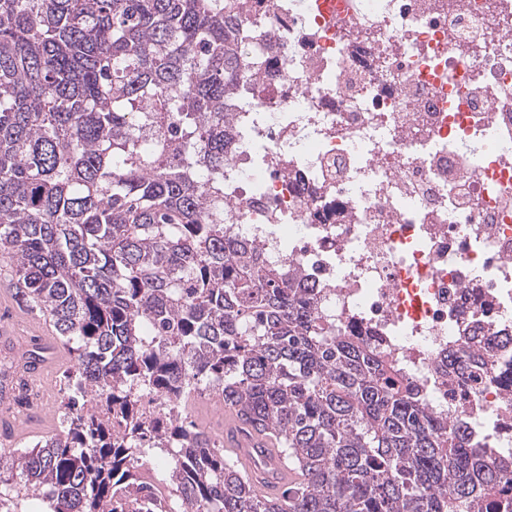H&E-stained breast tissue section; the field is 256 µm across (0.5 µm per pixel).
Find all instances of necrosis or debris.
<instances>
[{"label":"necrosis or debris","mask_w":512,"mask_h":512,"mask_svg":"<svg viewBox=\"0 0 512 512\" xmlns=\"http://www.w3.org/2000/svg\"><path fill=\"white\" fill-rule=\"evenodd\" d=\"M224 223L512 463V0H243Z\"/></svg>","instance_id":"obj_1"}]
</instances>
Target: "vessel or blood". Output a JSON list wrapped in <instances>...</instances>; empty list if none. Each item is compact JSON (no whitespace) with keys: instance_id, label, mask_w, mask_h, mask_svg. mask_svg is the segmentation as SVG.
<instances>
[{"instance_id":"vessel-or-blood-1","label":"vessel or blood","mask_w":512,"mask_h":512,"mask_svg":"<svg viewBox=\"0 0 512 512\" xmlns=\"http://www.w3.org/2000/svg\"><path fill=\"white\" fill-rule=\"evenodd\" d=\"M220 436L225 451L246 471L259 495H276L281 486L294 479L295 472L278 451L275 439L247 429L234 412L225 411Z\"/></svg>"}]
</instances>
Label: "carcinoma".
<instances>
[{
	"label": "carcinoma",
	"instance_id": "1",
	"mask_svg": "<svg viewBox=\"0 0 512 512\" xmlns=\"http://www.w3.org/2000/svg\"><path fill=\"white\" fill-rule=\"evenodd\" d=\"M236 2L0 0V262L75 360L59 430L0 454V512H512L462 421L224 234V101L252 74ZM197 386L298 479L258 496L189 419Z\"/></svg>",
	"mask_w": 512,
	"mask_h": 512
}]
</instances>
